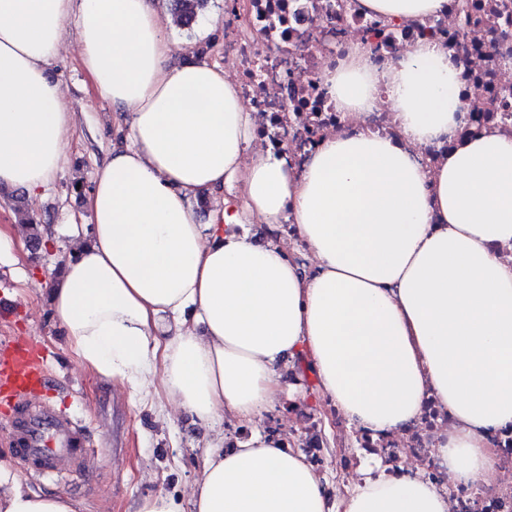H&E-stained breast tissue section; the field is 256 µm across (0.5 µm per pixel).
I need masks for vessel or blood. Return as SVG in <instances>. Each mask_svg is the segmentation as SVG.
Listing matches in <instances>:
<instances>
[{"label": "vessel or blood", "instance_id": "vessel-or-blood-1", "mask_svg": "<svg viewBox=\"0 0 512 512\" xmlns=\"http://www.w3.org/2000/svg\"><path fill=\"white\" fill-rule=\"evenodd\" d=\"M47 380L40 361L29 351L18 348L0 361V401L10 410H27L18 458L28 476L45 479L79 470L90 450L91 441L72 418L46 402L32 398Z\"/></svg>", "mask_w": 512, "mask_h": 512}]
</instances>
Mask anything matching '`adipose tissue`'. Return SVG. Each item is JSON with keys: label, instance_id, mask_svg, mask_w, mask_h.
I'll list each match as a JSON object with an SVG mask.
<instances>
[{"label": "adipose tissue", "instance_id": "adipose-tissue-1", "mask_svg": "<svg viewBox=\"0 0 512 512\" xmlns=\"http://www.w3.org/2000/svg\"><path fill=\"white\" fill-rule=\"evenodd\" d=\"M423 18L447 0H361ZM79 59L127 136L96 171L88 227L69 257L20 290L47 288L77 363L151 395L162 417L186 411L212 429L181 495L134 512H448L417 475H367L337 498L262 421L306 377L348 428L393 432L433 394L457 421L437 450L461 483L495 478L488 430L512 425V138L487 131L426 174L400 141L326 137L300 171L253 149L234 82L203 60L171 65L157 0H0V187L42 195L61 169L76 115L53 70L67 24ZM338 109L385 95L402 139L453 133L459 69L421 42L387 70L349 50L322 76ZM232 194L197 223L193 200ZM269 233L294 224L315 259L306 272ZM250 427L226 445L225 413ZM0 512H80L35 493L0 463Z\"/></svg>", "mask_w": 512, "mask_h": 512}]
</instances>
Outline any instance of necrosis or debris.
<instances>
[{
  "mask_svg": "<svg viewBox=\"0 0 512 512\" xmlns=\"http://www.w3.org/2000/svg\"><path fill=\"white\" fill-rule=\"evenodd\" d=\"M425 40L461 70L456 138L484 130L512 137V0H447L438 14L401 20L367 12L361 0H224V64L254 118V143L297 169L329 135L370 129L400 138L385 101L355 115L340 111L320 75L350 47L362 49L382 70ZM455 425L430 395L410 424L385 435L355 429V447L340 449L335 458L324 454L313 425L302 433L289 430L288 443L317 470L334 460L337 475L349 484L359 479L362 458L373 456L387 473L411 470L446 494L449 512H512V427L487 434L498 478L480 486L450 482L437 461L435 448Z\"/></svg>",
  "mask_w": 512,
  "mask_h": 512,
  "instance_id": "obj_1",
  "label": "necrosis or debris"
}]
</instances>
